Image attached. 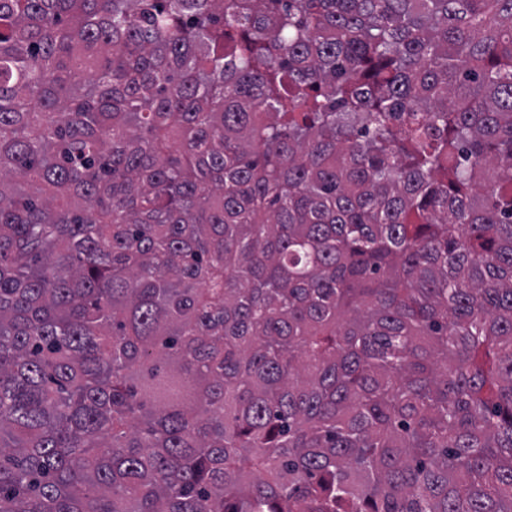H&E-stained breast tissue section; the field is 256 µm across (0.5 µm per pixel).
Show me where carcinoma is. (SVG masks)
<instances>
[{"label": "carcinoma", "instance_id": "carcinoma-1", "mask_svg": "<svg viewBox=\"0 0 512 512\" xmlns=\"http://www.w3.org/2000/svg\"><path fill=\"white\" fill-rule=\"evenodd\" d=\"M0 512H512V0H0Z\"/></svg>", "mask_w": 512, "mask_h": 512}]
</instances>
